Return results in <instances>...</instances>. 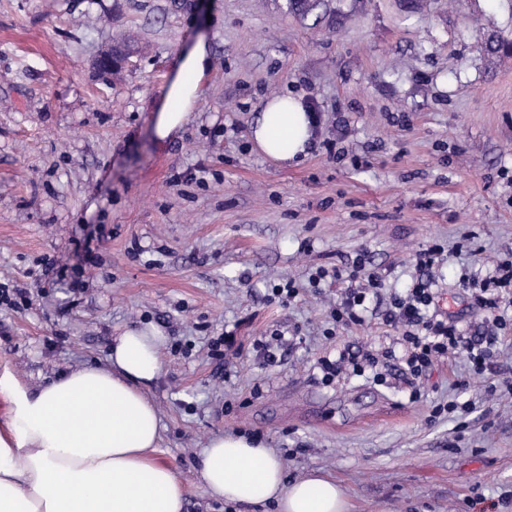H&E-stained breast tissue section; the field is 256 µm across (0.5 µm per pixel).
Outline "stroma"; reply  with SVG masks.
I'll return each instance as SVG.
<instances>
[{
    "instance_id": "1",
    "label": "stroma",
    "mask_w": 512,
    "mask_h": 512,
    "mask_svg": "<svg viewBox=\"0 0 512 512\" xmlns=\"http://www.w3.org/2000/svg\"><path fill=\"white\" fill-rule=\"evenodd\" d=\"M319 14L284 0H0V383L32 388L153 327L164 357L147 394L185 512H275L207 494L200 457L219 432L263 441L288 480H336L352 512H512V331L488 379L459 355L414 387L396 372L326 385L320 358L397 337L376 318L327 337L338 286L309 283L363 248L400 293L437 243L440 306L480 335L459 280L512 253V55L488 42L512 40V0H325ZM202 33L201 100L157 143L176 54ZM129 34L128 59L100 72ZM286 92L321 120L310 154L282 166L251 129ZM288 278L299 297L269 301ZM276 330L298 342L269 365L255 344Z\"/></svg>"
}]
</instances>
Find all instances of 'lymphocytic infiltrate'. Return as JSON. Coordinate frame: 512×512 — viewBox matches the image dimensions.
<instances>
[{
  "label": "lymphocytic infiltrate",
  "mask_w": 512,
  "mask_h": 512,
  "mask_svg": "<svg viewBox=\"0 0 512 512\" xmlns=\"http://www.w3.org/2000/svg\"><path fill=\"white\" fill-rule=\"evenodd\" d=\"M326 279H341L346 284L330 311L334 327L348 328L380 315L386 326L400 333L404 347L402 372L414 380L438 362L459 354L466 355L474 374H486L500 331L512 327V318L506 317L502 309L504 293L512 291V258L497 263L483 279L467 275L461 279L462 287L473 289L476 305L487 313L489 328L476 338L465 335L457 321L441 311L440 294L425 276L415 280L404 293L382 299L383 280L367 268L365 257L360 254L351 266L321 267L309 277L315 287Z\"/></svg>",
  "instance_id": "obj_1"
}]
</instances>
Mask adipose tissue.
Returning <instances> with one entry per match:
<instances>
[{
    "mask_svg": "<svg viewBox=\"0 0 512 512\" xmlns=\"http://www.w3.org/2000/svg\"><path fill=\"white\" fill-rule=\"evenodd\" d=\"M210 65L206 37L178 51L176 71L153 116L166 142L184 127ZM314 121L302 96L267 99L252 129L257 148L289 164L313 146ZM163 338L131 327L117 336L106 364L63 372L33 390L10 387L12 408L0 433V512H184L174 469L156 453L163 428L145 386L162 367ZM199 476L210 497L277 512H350L343 487L320 473L287 481L280 457L260 441L214 434Z\"/></svg>",
    "mask_w": 512,
    "mask_h": 512,
    "instance_id": "obj_1",
    "label": "adipose tissue"
}]
</instances>
